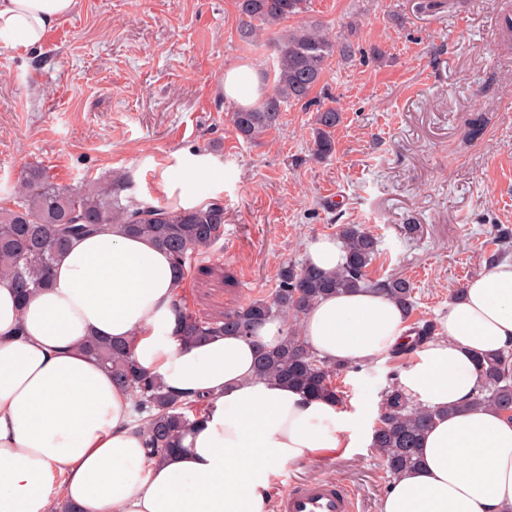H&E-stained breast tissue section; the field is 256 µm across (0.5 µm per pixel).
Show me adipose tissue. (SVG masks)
Instances as JSON below:
<instances>
[{
	"mask_svg": "<svg viewBox=\"0 0 512 512\" xmlns=\"http://www.w3.org/2000/svg\"><path fill=\"white\" fill-rule=\"evenodd\" d=\"M77 0H0V36L25 48L75 10ZM258 71L225 72L220 91L251 104ZM161 174L168 206L206 205L209 156L176 151ZM181 272L155 242L108 224L74 243L54 276L26 301L0 282V512H268L277 467L370 440L336 402L257 378L259 345L285 335L269 321L251 336L195 344L176 334ZM410 323L380 292L321 299L300 331L321 359L355 364L402 343ZM126 341L137 364L171 392L212 400L177 451L149 455L130 393L81 348L88 337ZM512 349V260L487 266L451 301L434 339L412 350L403 391L438 417L419 466L395 479L380 512H512V417L472 406L478 353Z\"/></svg>",
	"mask_w": 512,
	"mask_h": 512,
	"instance_id": "adipose-tissue-1",
	"label": "adipose tissue"
}]
</instances>
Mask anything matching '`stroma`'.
<instances>
[{
    "label": "stroma",
    "instance_id": "stroma-1",
    "mask_svg": "<svg viewBox=\"0 0 512 512\" xmlns=\"http://www.w3.org/2000/svg\"><path fill=\"white\" fill-rule=\"evenodd\" d=\"M512 0H307L295 24L336 34L355 20L350 58L322 80L342 119L336 153L309 157L315 115L291 106L255 142L221 97L230 68L272 66L267 33L243 39L237 0H79L41 48L0 44V206L29 166L76 188L129 172L137 199L188 149L213 160L224 235L194 256L181 296L206 321L269 297L279 267L310 242L360 224L380 241L372 277L415 287L414 318L441 321L512 230ZM380 49L382 58L372 56ZM416 232H409V225ZM407 366L384 353L337 378L354 426L374 428L381 395ZM332 480L356 512H378L390 480L374 448H340L279 467L269 500Z\"/></svg>",
    "mask_w": 512,
    "mask_h": 512
}]
</instances>
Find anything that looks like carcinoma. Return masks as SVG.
<instances>
[{"label":"carcinoma","mask_w":512,"mask_h":512,"mask_svg":"<svg viewBox=\"0 0 512 512\" xmlns=\"http://www.w3.org/2000/svg\"><path fill=\"white\" fill-rule=\"evenodd\" d=\"M305 5L306 0H238L239 11L248 18L242 36L247 39L257 30L270 31L275 58L271 92L256 107L231 110L230 121L237 135L252 142L280 124L286 106H314L317 116L312 156L325 160L336 153L334 128L340 114L312 93L329 61L351 52L349 36L354 21L344 22L334 38L314 26H288ZM130 190L132 179L123 171L102 182L72 189L49 181L38 166L25 170L15 191L14 207H0V281L11 282L21 299H26L50 284L57 261L72 241L97 233L106 224H120L128 234L152 239L169 251L183 271L193 254L211 248L224 235V204L218 200L176 211L147 205L129 194ZM337 236L345 252L338 268L326 271L307 262L284 264L271 298L230 310L222 320L203 321L182 301H176L179 335L187 343L217 334L247 336L262 323L282 318L288 331L277 347L260 349L256 375L294 386L310 397L339 399L335 381L346 366L317 358L301 336L300 320L322 298L358 288L379 291L410 316L414 286L401 276L374 279L369 275L380 255L379 241L361 225L341 224ZM436 331V323L429 319L414 322L412 346L434 338ZM82 348L130 392L138 420L144 422L147 447L158 457L176 447L192 424L191 417L199 416L208 406L205 398L167 391L136 364L123 341L89 338ZM477 367L481 385L471 405L512 415V349L479 355ZM433 416L432 411L413 405L400 386L393 383L386 388L372 448L391 478L418 466L420 444Z\"/></svg>","instance_id":"obj_1"}]
</instances>
